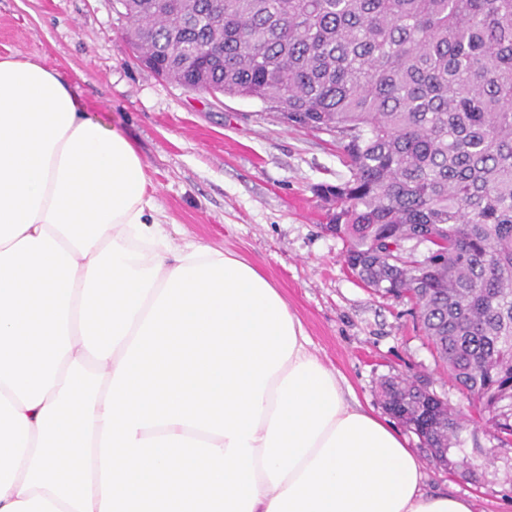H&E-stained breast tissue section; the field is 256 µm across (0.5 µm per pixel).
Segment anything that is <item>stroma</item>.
Instances as JSON below:
<instances>
[{"label":"stroma","instance_id":"stroma-1","mask_svg":"<svg viewBox=\"0 0 512 512\" xmlns=\"http://www.w3.org/2000/svg\"><path fill=\"white\" fill-rule=\"evenodd\" d=\"M126 26L113 0H0V54L66 74L89 118L135 142L174 243L195 240L256 266L301 320L311 350L364 407L382 413L380 382L411 375L467 410L412 304L365 288L326 228L332 206L315 188L345 172L335 138L288 126L258 101L157 77L126 42ZM397 431L424 460L428 489L468 499L472 512H512V448H496L485 428L462 434L465 448L496 450L475 479L431 463L414 433Z\"/></svg>","mask_w":512,"mask_h":512}]
</instances>
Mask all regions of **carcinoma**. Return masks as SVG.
Masks as SVG:
<instances>
[{
	"mask_svg": "<svg viewBox=\"0 0 512 512\" xmlns=\"http://www.w3.org/2000/svg\"><path fill=\"white\" fill-rule=\"evenodd\" d=\"M115 2L159 77L336 136L326 228L366 288L413 304L476 420L417 376L384 380V409L448 470L471 424L509 446L512 0ZM474 452L473 477L494 449Z\"/></svg>",
	"mask_w": 512,
	"mask_h": 512,
	"instance_id": "carcinoma-1",
	"label": "carcinoma"
}]
</instances>
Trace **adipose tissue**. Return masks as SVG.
Returning <instances> with one entry per match:
<instances>
[{"label":"adipose tissue","mask_w":512,"mask_h":512,"mask_svg":"<svg viewBox=\"0 0 512 512\" xmlns=\"http://www.w3.org/2000/svg\"><path fill=\"white\" fill-rule=\"evenodd\" d=\"M152 191L62 73L0 57V512H472Z\"/></svg>","instance_id":"ef3b65f1"}]
</instances>
